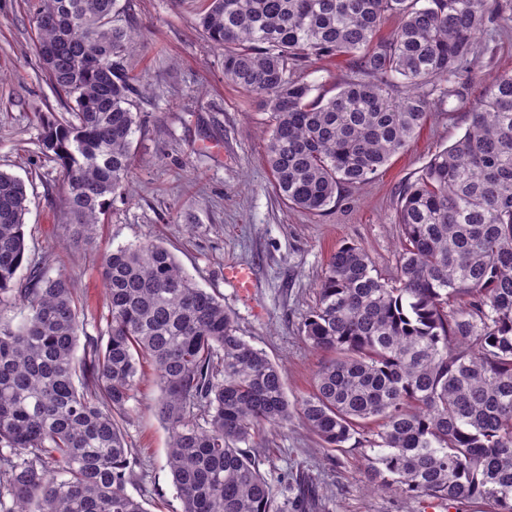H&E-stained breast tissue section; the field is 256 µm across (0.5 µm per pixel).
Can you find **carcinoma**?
I'll list each match as a JSON object with an SVG mask.
<instances>
[{"label": "carcinoma", "instance_id": "obj_1", "mask_svg": "<svg viewBox=\"0 0 512 512\" xmlns=\"http://www.w3.org/2000/svg\"><path fill=\"white\" fill-rule=\"evenodd\" d=\"M115 4L29 5L67 105L41 116L39 148L61 165L85 241L129 192L145 92L126 73L136 30L114 24ZM496 4L204 0L199 25L224 49V77L271 113L266 162L280 198L320 213L460 95ZM391 17L399 25L383 36ZM329 56L352 63L331 96L299 73ZM469 116L400 191L395 278L375 273L360 247L330 255L301 329L329 357L297 403L282 368L161 243L105 253L106 328L88 335L70 280L26 254L25 182L0 171V512H148L126 491L143 475L124 430L143 359L157 371L181 512H311L315 491L300 484L278 501L253 452L264 428L295 412L327 448L371 430L384 449L371 470L385 487L512 512V76L488 79ZM18 307L27 315L14 326L5 314Z\"/></svg>", "mask_w": 512, "mask_h": 512}]
</instances>
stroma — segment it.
Here are the masks:
<instances>
[{
  "label": "stroma",
  "mask_w": 512,
  "mask_h": 512,
  "mask_svg": "<svg viewBox=\"0 0 512 512\" xmlns=\"http://www.w3.org/2000/svg\"><path fill=\"white\" fill-rule=\"evenodd\" d=\"M499 26L461 99L437 105L405 151L370 182L344 188L335 204L313 214L285 206L265 160L271 115L259 99L224 76V52L211 45L198 20L200 0H117V25L138 32L124 64L147 83L138 102L130 196L116 200L94 241L77 239L64 204L62 170L39 148L40 116L64 111L41 70L26 0H0V170L22 178L30 198L25 240L31 259L50 275L64 274L86 302L87 331L106 328L104 253L146 240L163 242L206 291L224 301L240 336L285 370L289 401L307 397L326 354L309 347L301 327L316 303L330 254L363 248L378 273L396 274L401 228L399 193L438 151L465 132L472 104L488 76L512 74V0H502ZM350 73L345 58L310 60L304 79L334 92ZM250 269L251 300L224 278V267ZM129 401L127 439L142 481L127 485L149 512H181L167 461L168 431L155 406V369L141 361ZM259 468L276 492L284 474L300 475L319 492L315 512H448L421 495L373 491L368 443L327 448L293 416L266 432Z\"/></svg>",
  "instance_id": "obj_1"
}]
</instances>
